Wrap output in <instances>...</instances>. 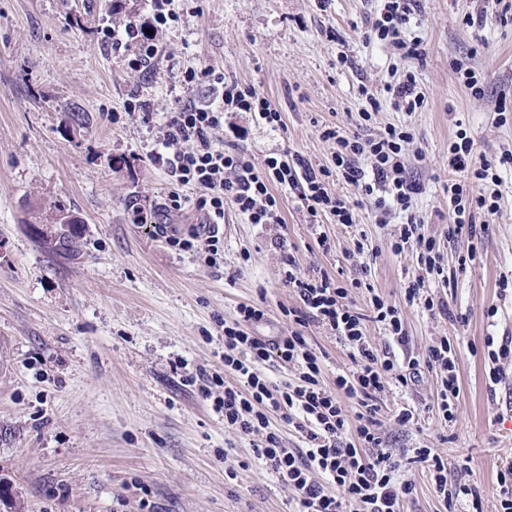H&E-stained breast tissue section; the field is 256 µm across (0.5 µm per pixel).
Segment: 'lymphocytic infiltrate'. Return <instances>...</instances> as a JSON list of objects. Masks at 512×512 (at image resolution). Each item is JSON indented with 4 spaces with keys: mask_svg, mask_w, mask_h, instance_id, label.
<instances>
[{
    "mask_svg": "<svg viewBox=\"0 0 512 512\" xmlns=\"http://www.w3.org/2000/svg\"><path fill=\"white\" fill-rule=\"evenodd\" d=\"M419 0H383L365 37L390 47L404 59L424 54L420 37L409 36L411 20ZM152 16L147 24L130 21L101 30L102 43L127 48L125 64L130 71L145 73L160 51V35L178 23L176 0H150ZM182 81L187 86L208 84L212 97L188 101L156 119L149 102L132 99L130 116L142 123H157L159 136L149 160L167 172L173 185L163 204L151 210L133 207L130 219L148 224L156 235L178 250L203 255L208 266H219L224 237L219 232L225 206H232L249 223L279 224L283 217L280 193L296 197L310 224L319 228L323 217L352 226L358 210L371 206L376 223H390L393 215H405L390 240L395 254H412L418 272L404 294L406 305H417L437 314L442 300L429 294L430 276H442L445 255L436 239L418 231L420 222L412 212L421 186L408 171L407 151L415 139L412 128L390 125L377 134L324 129V138L334 140L333 167L312 164L299 153L283 152L255 161L235 140H223L224 123L238 112H252L266 126H284L281 112L255 87L234 80L211 68L185 67ZM448 167L455 172L449 180L447 236L475 237V212L496 214L499 195L495 185L499 168H512V150L495 158L479 155L465 130H458L448 146ZM354 187L355 197L332 192L331 181ZM198 189L194 204L201 212L200 223L181 229L170 224L171 214L181 212L187 199L183 188ZM285 287L294 289L301 302L292 312L294 325L284 336H258L252 326L264 320L265 308L240 305L238 317L224 327V369L237 382L225 385L216 399L224 422L241 434L262 437L256 453L281 483L296 494L298 512H403L412 498L414 483L401 473L402 461L383 446L379 397L393 384L418 382L423 369L442 373L436 395V414L451 422L460 395L456 353L447 339L430 345L423 358H398L379 352L366 334L367 321L383 324L393 340L403 341L406 330L401 307L372 296L368 313L358 312L350 302V285L327 271L302 272L294 254L284 258ZM404 304V305H405ZM317 322L333 331L350 349L351 365L337 374L334 387L322 380L320 355L307 341L304 327ZM297 365L298 384L275 385L256 371L270 359ZM349 398L356 406L348 412L341 404ZM281 413L285 422L295 423L305 445L287 448L278 433L269 428L270 412ZM411 462L426 465L435 490L451 500H469L479 505L480 495L469 484L449 485L448 464L429 448L411 451Z\"/></svg>",
    "mask_w": 512,
    "mask_h": 512,
    "instance_id": "f902f5d3",
    "label": "lymphocytic infiltrate"
}]
</instances>
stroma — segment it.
Wrapping results in <instances>:
<instances>
[{"label": "stroma", "instance_id": "35a3bbf8", "mask_svg": "<svg viewBox=\"0 0 512 512\" xmlns=\"http://www.w3.org/2000/svg\"><path fill=\"white\" fill-rule=\"evenodd\" d=\"M482 6L420 0L411 30L425 53L404 61L364 39L378 0L324 8L319 0H182L162 52L138 75L99 30L148 20L149 0H0V476L21 494L23 512H144L146 500L159 512H294V492L255 453L260 435L229 428L188 380L199 368L223 371L220 324L234 321L239 305L265 304L256 335L287 334L283 311L300 305L283 284L290 252L304 272L358 281L351 298L360 312L374 293L402 306L405 345L368 323L378 350L419 358L448 339L461 388L454 422L431 411L441 375L426 371L382 393L385 441L397 454L433 448L448 461L449 482L476 487L482 512H498L497 473L512 464V359L501 360L502 379L490 385L484 348L489 337L512 341V171H501L500 208L476 217L483 230L473 242H447L443 191L457 129L477 154L512 149V122L500 125L496 110L502 101L512 108V0L495 5L485 25H467ZM342 51L351 67L337 68ZM460 60L477 69L483 97L459 81ZM189 64L254 85L281 110L277 131L245 113L234 118L247 130L240 147L259 161L290 150L332 165L335 145L319 130H356L361 84L381 103L372 130L412 127L424 157L412 171L422 234L441 241L451 263L476 251L454 287L430 285L449 315L404 305L415 263L391 252L393 225L376 223L367 207L357 226L325 222L327 251L291 195L280 197V224H251L225 207L217 268L131 223L132 206L163 203L171 186L148 159L156 127L126 117V102L136 94L164 113L207 99L206 86L182 83ZM406 71L426 95L411 114L395 111L385 92ZM68 108L81 122L62 121ZM54 205L83 224L69 256L45 251L30 231L50 223ZM360 238L367 254L355 251ZM305 334L333 384L351 364L348 348L318 323ZM405 406L417 423L394 420ZM407 475L416 492L406 512H466L434 492L423 465H408Z\"/></svg>", "mask_w": 512, "mask_h": 512}]
</instances>
